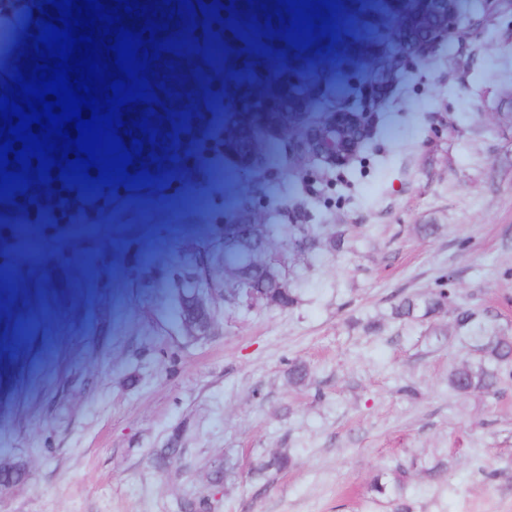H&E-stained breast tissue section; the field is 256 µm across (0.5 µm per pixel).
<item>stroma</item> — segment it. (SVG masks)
<instances>
[{
	"mask_svg": "<svg viewBox=\"0 0 512 512\" xmlns=\"http://www.w3.org/2000/svg\"><path fill=\"white\" fill-rule=\"evenodd\" d=\"M342 10L337 39L270 43L282 66L263 73L244 34L266 11L225 17L238 36L222 56L204 55L206 33L183 17L169 37L203 89L172 138L223 133V157L198 156L188 180L117 186L102 216L75 218L95 232L48 224L0 253L16 285L0 299V341L69 334L25 375L23 351L0 352V456L30 468L0 512H512V365L497 394L448 389L453 367L481 358L479 326L512 336V0H422L412 14L388 0L375 29L355 0ZM422 39L439 50L415 56ZM333 109L365 134L322 181L302 135ZM188 193L203 226L160 225L157 240L182 246L157 251L137 232L145 209ZM274 216L325 227L313 252L270 240L294 303L217 295L213 333L185 336L171 280L237 225ZM33 248L36 272L20 260ZM438 290L445 313L392 317ZM463 310L475 326H457ZM295 362L311 367L307 384L289 383ZM280 455L288 469L253 476ZM398 465L401 495L375 493Z\"/></svg>",
	"mask_w": 512,
	"mask_h": 512,
	"instance_id": "stroma-1",
	"label": "stroma"
}]
</instances>
